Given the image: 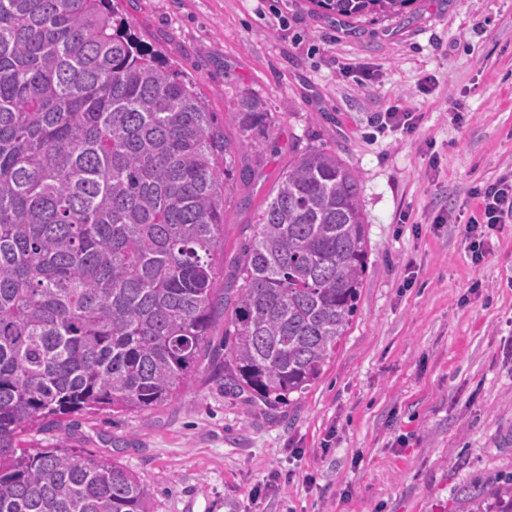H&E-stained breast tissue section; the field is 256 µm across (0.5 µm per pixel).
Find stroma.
Here are the masks:
<instances>
[{"label":"stroma","mask_w":512,"mask_h":512,"mask_svg":"<svg viewBox=\"0 0 512 512\" xmlns=\"http://www.w3.org/2000/svg\"><path fill=\"white\" fill-rule=\"evenodd\" d=\"M147 48L195 80L220 132L262 99L267 135L224 208V278L295 153L357 175L368 269L319 380L274 403L224 387L215 351L146 412L41 434L131 471L151 512H463L512 477V223L474 263L473 188L512 170V0H411L339 22L311 0H120ZM393 106L412 129H379ZM446 223H436L437 215Z\"/></svg>","instance_id":"1"}]
</instances>
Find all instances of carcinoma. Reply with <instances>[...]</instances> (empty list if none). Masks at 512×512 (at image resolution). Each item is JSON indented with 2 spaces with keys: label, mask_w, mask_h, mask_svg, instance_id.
Masks as SVG:
<instances>
[{
  "label": "carcinoma",
  "mask_w": 512,
  "mask_h": 512,
  "mask_svg": "<svg viewBox=\"0 0 512 512\" xmlns=\"http://www.w3.org/2000/svg\"><path fill=\"white\" fill-rule=\"evenodd\" d=\"M343 20L410 0H311ZM230 143L115 0H0V512H150L125 468L25 448L62 418L176 398L211 347L224 201L266 128L245 94ZM367 263L357 175L306 150L243 245L224 386L280 401L320 378ZM466 512H512L476 486Z\"/></svg>",
  "instance_id": "carcinoma-1"
}]
</instances>
